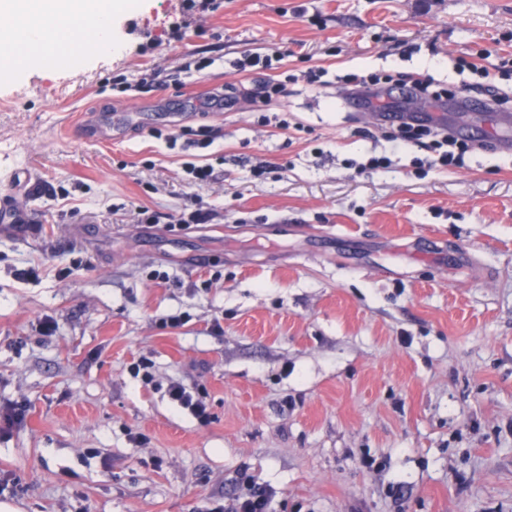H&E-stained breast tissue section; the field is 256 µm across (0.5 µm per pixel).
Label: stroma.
I'll return each instance as SVG.
<instances>
[{
  "mask_svg": "<svg viewBox=\"0 0 512 512\" xmlns=\"http://www.w3.org/2000/svg\"><path fill=\"white\" fill-rule=\"evenodd\" d=\"M113 40L0 79V194L27 218L0 223V404L27 407L0 502L223 512L255 485L272 512H512V0H139ZM404 73L483 148L435 170L382 130ZM111 110L134 120L89 138ZM168 397L179 406L201 421L209 419L208 408L205 401L196 392L188 390L180 384L172 383L166 389Z\"/></svg>",
  "mask_w": 512,
  "mask_h": 512,
  "instance_id": "35a3bbf8",
  "label": "stroma"
}]
</instances>
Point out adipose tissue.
<instances>
[{
    "mask_svg": "<svg viewBox=\"0 0 512 512\" xmlns=\"http://www.w3.org/2000/svg\"><path fill=\"white\" fill-rule=\"evenodd\" d=\"M60 23L61 43L75 45L81 29H89L100 47L110 44L112 13L107 0H0V65L18 69L46 50L43 22Z\"/></svg>",
    "mask_w": 512,
    "mask_h": 512,
    "instance_id": "1",
    "label": "adipose tissue"
}]
</instances>
